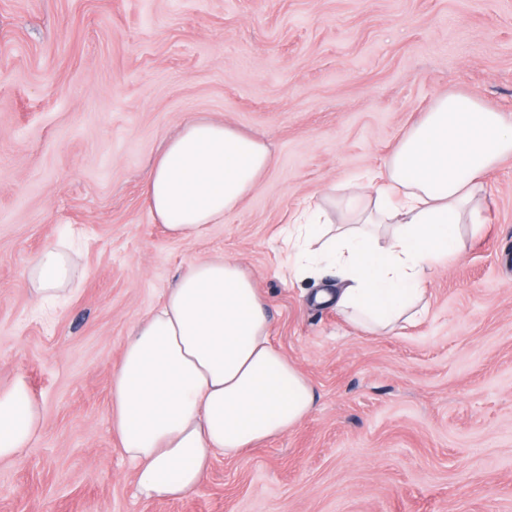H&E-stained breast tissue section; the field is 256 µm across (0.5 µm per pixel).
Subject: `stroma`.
<instances>
[{
    "instance_id": "35a3bbf8",
    "label": "stroma",
    "mask_w": 512,
    "mask_h": 512,
    "mask_svg": "<svg viewBox=\"0 0 512 512\" xmlns=\"http://www.w3.org/2000/svg\"><path fill=\"white\" fill-rule=\"evenodd\" d=\"M512 115V0H0V387L24 376L42 427L0 460V512H512V157L482 224L386 335L314 302L283 229L332 188L366 192L441 95ZM191 119L261 140L273 164L188 239L143 184ZM65 238L79 291L38 302L26 271ZM254 277L312 411L199 489L147 500L112 432L111 368L188 262Z\"/></svg>"
}]
</instances>
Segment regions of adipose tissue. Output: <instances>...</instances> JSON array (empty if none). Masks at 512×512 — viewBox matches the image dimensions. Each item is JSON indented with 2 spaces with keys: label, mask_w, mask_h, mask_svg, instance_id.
<instances>
[{
  "label": "adipose tissue",
  "mask_w": 512,
  "mask_h": 512,
  "mask_svg": "<svg viewBox=\"0 0 512 512\" xmlns=\"http://www.w3.org/2000/svg\"><path fill=\"white\" fill-rule=\"evenodd\" d=\"M512 155V120L468 95L438 98L410 126L371 194H342L347 224L329 229L324 207L301 212L283 239L294 277L333 275L318 293L347 320L390 329L422 315L424 279L476 227L486 175ZM272 164L267 147L224 123L191 120L144 184L150 212L185 239L222 223ZM35 299L61 301L80 278L72 252L47 243L27 270ZM314 389L282 354L255 280L230 257L191 261L126 338L112 369V431L140 496L195 492L216 455L234 457L300 423ZM41 425L24 378L0 388V460Z\"/></svg>",
  "instance_id": "adipose-tissue-1"
}]
</instances>
